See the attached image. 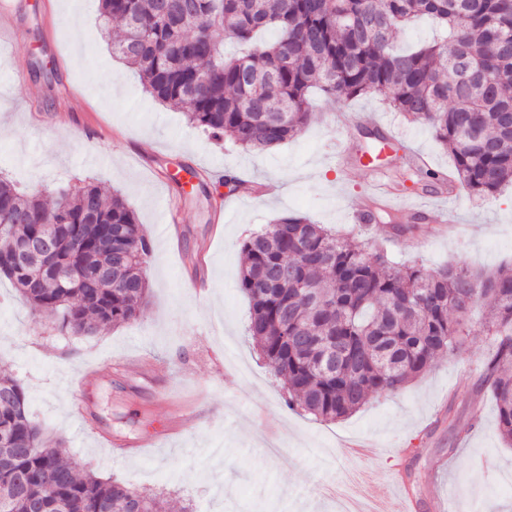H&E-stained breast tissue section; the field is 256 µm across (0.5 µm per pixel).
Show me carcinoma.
I'll use <instances>...</instances> for the list:
<instances>
[{
    "mask_svg": "<svg viewBox=\"0 0 512 512\" xmlns=\"http://www.w3.org/2000/svg\"><path fill=\"white\" fill-rule=\"evenodd\" d=\"M103 27L122 29L112 53L136 69L151 97L211 137L265 150L298 136L314 117L311 95L341 101L381 94L449 151L451 173L480 198L512 184V13L501 0H100ZM428 17L431 45L398 50L394 34ZM414 169L412 186L438 182ZM59 225L57 264L105 271L87 288L35 264L0 274L55 329L92 335L139 319L149 284V237L118 194L92 182L53 205L0 176V229L21 246ZM112 225L120 249L102 250ZM239 288L251 302L248 333L285 379L288 406L335 421L370 397L401 390L443 353L465 347L473 305L492 352L483 372L512 444V273L463 265L397 267L365 242L305 217L284 216L241 245ZM0 512H167L162 494L102 479L65 461L30 416L22 385L0 375Z\"/></svg>",
    "mask_w": 512,
    "mask_h": 512,
    "instance_id": "carcinoma-1",
    "label": "carcinoma"
}]
</instances>
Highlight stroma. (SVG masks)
<instances>
[{
  "label": "stroma",
  "instance_id": "35a3bbf8",
  "mask_svg": "<svg viewBox=\"0 0 512 512\" xmlns=\"http://www.w3.org/2000/svg\"><path fill=\"white\" fill-rule=\"evenodd\" d=\"M26 30L0 43V175L53 200L90 178L103 193H120L153 247L149 296L136 323L89 336H62L50 314H29L8 281L0 282V371L24 385L28 409L61 455L108 479L164 494L170 512H337L329 487L358 480L375 501L390 505L396 478L431 512L429 485L453 495L467 512L490 503L512 512V446L497 433L496 406L482 391L492 346L479 326L462 352L436 358L400 391L370 398L353 415L319 422L285 404L276 377L247 336L248 299L238 289L242 239L279 217L296 214L355 234L397 264L426 268L463 261L487 273L512 264V187L489 198L457 188L448 206L457 230L440 235L430 219L438 192L396 197L398 237L385 224H358L383 182V167L401 165L407 150L432 169L451 159L427 128L407 125L383 96L340 104L314 100L320 117L272 149L243 151L209 137L184 114L154 101L112 55L100 26L99 0H0ZM84 109H69L70 92ZM375 112L390 143L376 166L353 162L367 124L349 129L336 112ZM238 177L232 189L214 180L188 186L186 167ZM181 210L179 245L160 232L162 209ZM148 359L167 403L138 386L131 368ZM84 387L93 424L115 439L136 441L161 429L169 407L191 404L203 419L175 445L144 449L141 457L105 447L70 405ZM365 438L364 456L345 441Z\"/></svg>",
  "mask_w": 512,
  "mask_h": 512
}]
</instances>
